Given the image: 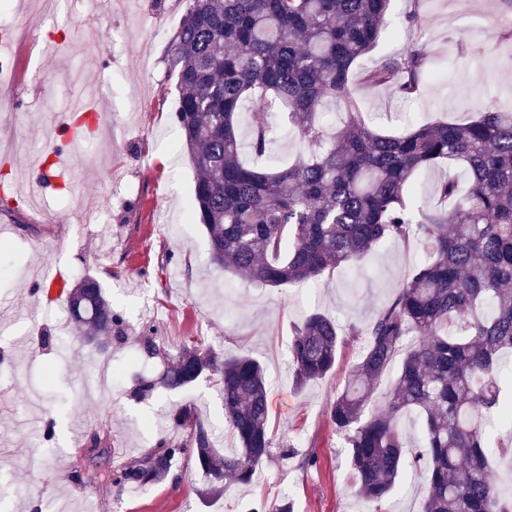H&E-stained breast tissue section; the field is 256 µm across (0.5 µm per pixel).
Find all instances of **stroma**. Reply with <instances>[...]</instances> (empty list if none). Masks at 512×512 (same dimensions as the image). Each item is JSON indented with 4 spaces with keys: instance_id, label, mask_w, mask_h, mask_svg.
I'll return each instance as SVG.
<instances>
[{
    "instance_id": "stroma-1",
    "label": "stroma",
    "mask_w": 512,
    "mask_h": 512,
    "mask_svg": "<svg viewBox=\"0 0 512 512\" xmlns=\"http://www.w3.org/2000/svg\"><path fill=\"white\" fill-rule=\"evenodd\" d=\"M132 13H112L103 0H64L54 20L41 0H9L1 27L24 26L10 52L40 70L36 83L0 89V142L31 149L10 160L8 182L25 185L30 159L51 148L55 115L75 100L118 119L111 140L80 144L64 160L67 195H38L35 205L9 196L0 208V512H248L265 500L288 498L293 512H365L349 469L348 451L330 427L326 408L345 385L362 340L346 338L326 377L295 387L288 347L294 325L312 311L365 324L393 296L415 251L387 245L362 262L302 287H266L211 264L208 239L187 202L198 172L186 151L174 150L176 81L168 55L183 0H133ZM418 10L435 78L422 97L401 102L391 88L355 85L353 92L374 131L397 136L435 120L466 122L495 103L512 112V42L497 31L512 21V0H392L376 48L358 70L415 42L407 15ZM271 153L240 156L258 166L282 165L299 147L287 140L286 113L273 116ZM103 216L83 223L85 213ZM74 281L95 273L125 332L106 353L83 350L84 336L64 321L65 301L31 297L28 281L46 266ZM158 329L166 353L197 341L227 356H250L265 368L273 446L252 485L203 496V474L177 465L147 490H118L102 481L76 483L71 471L103 472L134 461L171 426L160 412L195 403L217 435L219 451L236 446L224 426V406L211 378L182 392L162 388L134 398L136 373L156 377L162 356L143 351L142 329ZM55 423L53 443L43 439ZM315 465H306L308 457Z\"/></svg>"
}]
</instances>
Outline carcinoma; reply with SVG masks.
I'll return each instance as SVG.
<instances>
[{
	"label": "carcinoma",
	"mask_w": 512,
	"mask_h": 512,
	"mask_svg": "<svg viewBox=\"0 0 512 512\" xmlns=\"http://www.w3.org/2000/svg\"><path fill=\"white\" fill-rule=\"evenodd\" d=\"M390 0H185L171 43L170 74L179 90L175 121L181 145L200 172L189 210L203 224L210 261L271 287L304 284L400 243L423 257L391 300L348 335L364 337L344 390L327 419L349 448L366 512H380L410 462L423 477L424 512H512L491 477L495 458L512 457V112L488 107L468 123L436 120L400 136L374 132L349 90L359 59L377 44ZM431 73L422 37L404 52L363 71L361 84L391 87L403 100L421 97ZM288 112L290 137L309 154L284 167L245 165L239 158L244 103L253 153L270 141L266 104ZM328 100L345 121H318ZM92 136L87 112H76L73 140ZM463 167L469 185H435L446 208L414 210L416 176L442 162ZM71 320L104 353L122 319L97 277L69 285ZM342 332L312 312L294 327L290 357L297 386L324 378L337 362ZM212 377L236 448L220 455L211 426L189 406L168 415L178 441L162 438L134 462L104 475L110 485H156L181 461L208 478L249 485L272 445L262 365L223 357L202 343L179 347L160 383L170 390ZM391 377L383 405L373 388ZM422 425L415 449L400 424Z\"/></svg>",
	"instance_id": "cac0c4a2"
}]
</instances>
